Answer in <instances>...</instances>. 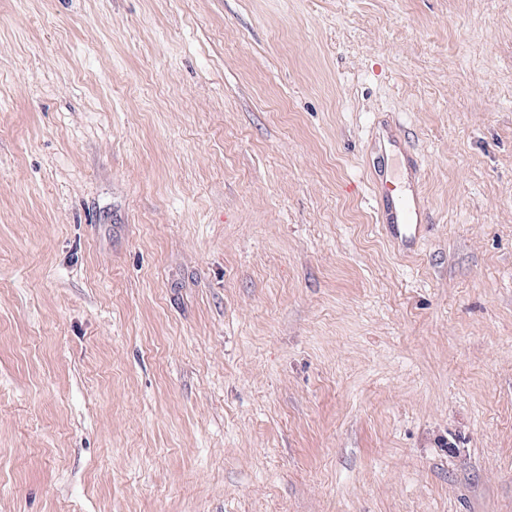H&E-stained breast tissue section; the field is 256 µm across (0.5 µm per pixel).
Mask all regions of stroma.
I'll list each match as a JSON object with an SVG mask.
<instances>
[{"label":"stroma","mask_w":512,"mask_h":512,"mask_svg":"<svg viewBox=\"0 0 512 512\" xmlns=\"http://www.w3.org/2000/svg\"><path fill=\"white\" fill-rule=\"evenodd\" d=\"M0 512H512V0H0ZM396 190V186L393 187L384 179L377 184V195L382 203L380 223L388 226L393 236L400 231L415 234L425 221V210L417 197L410 200L403 191L396 194Z\"/></svg>","instance_id":"35a3bbf8"}]
</instances>
